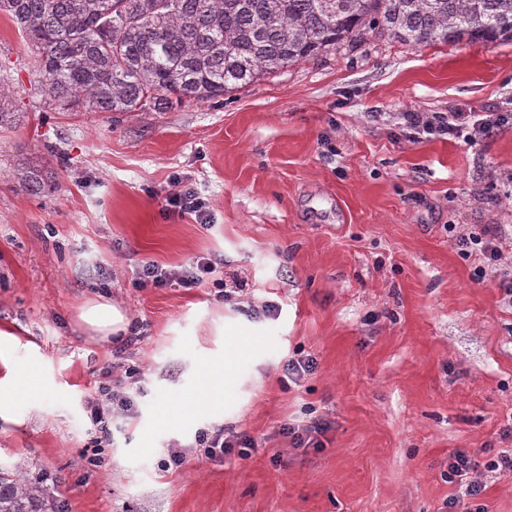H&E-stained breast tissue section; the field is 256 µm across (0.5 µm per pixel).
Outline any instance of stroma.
Returning <instances> with one entry per match:
<instances>
[{
    "label": "stroma",
    "mask_w": 512,
    "mask_h": 512,
    "mask_svg": "<svg viewBox=\"0 0 512 512\" xmlns=\"http://www.w3.org/2000/svg\"><path fill=\"white\" fill-rule=\"evenodd\" d=\"M35 69L0 15V72L21 114L0 131L1 463L52 478L65 512H448L452 452L486 462L512 448V298L454 242L493 227L498 271H512V125L474 143L399 134L404 112L512 113V43L373 32L223 103L116 119L42 102ZM25 161L50 178L40 194L15 177ZM181 178L212 223L165 217ZM202 255L218 266L201 287L135 285L142 263ZM100 297L121 303L136 338L76 328ZM232 336L261 345L235 360L226 397L165 417ZM297 352L317 368L295 384L283 365ZM24 366L37 391L13 383ZM129 368L133 413L90 465L83 399ZM315 418L329 424L321 447L280 432ZM212 425L258 450H195L164 468L169 440ZM481 481L485 512H512V470Z\"/></svg>",
    "instance_id": "35a3bbf8"
}]
</instances>
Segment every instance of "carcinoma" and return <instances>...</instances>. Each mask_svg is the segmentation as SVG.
Segmentation results:
<instances>
[{
  "mask_svg": "<svg viewBox=\"0 0 512 512\" xmlns=\"http://www.w3.org/2000/svg\"><path fill=\"white\" fill-rule=\"evenodd\" d=\"M63 111L219 103L376 30L406 44L512 41V0H0ZM0 76V128L20 115ZM46 174L20 168L37 192ZM0 512H63L42 480L0 465Z\"/></svg>",
  "mask_w": 512,
  "mask_h": 512,
  "instance_id": "carcinoma-1",
  "label": "carcinoma"
}]
</instances>
